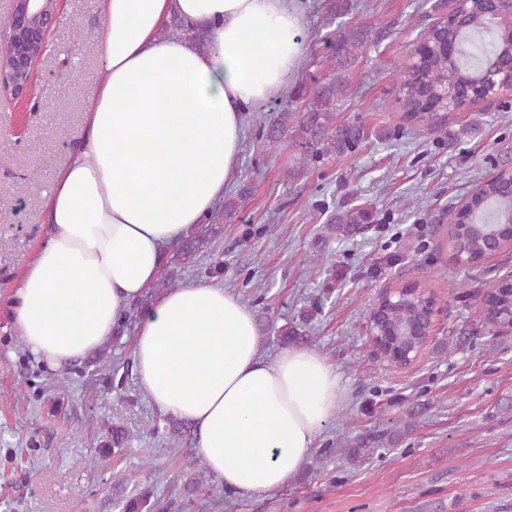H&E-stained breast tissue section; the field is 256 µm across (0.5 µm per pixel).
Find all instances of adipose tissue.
Masks as SVG:
<instances>
[{"mask_svg":"<svg viewBox=\"0 0 512 512\" xmlns=\"http://www.w3.org/2000/svg\"><path fill=\"white\" fill-rule=\"evenodd\" d=\"M202 25L207 48L164 36ZM295 0H102V75L84 135L45 192L53 227L11 303L30 351L58 367L100 346L181 241L224 197L250 105L285 91L300 64ZM138 385L191 422L207 469L238 496L281 488L343 402L319 351L259 353L252 310L222 283L164 296L135 338Z\"/></svg>","mask_w":512,"mask_h":512,"instance_id":"1","label":"adipose tissue"}]
</instances>
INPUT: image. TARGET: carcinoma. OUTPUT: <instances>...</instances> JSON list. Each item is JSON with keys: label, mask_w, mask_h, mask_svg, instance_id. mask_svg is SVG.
I'll return each mask as SVG.
<instances>
[{"label": "carcinoma", "mask_w": 512, "mask_h": 512, "mask_svg": "<svg viewBox=\"0 0 512 512\" xmlns=\"http://www.w3.org/2000/svg\"><path fill=\"white\" fill-rule=\"evenodd\" d=\"M508 25L491 17L488 11H472L462 3L442 22L420 36L421 50L393 72L399 88L406 125L394 130L398 137L405 132H424L435 139L436 147L453 146L470 134L472 127L448 123L445 92L450 86L464 87L476 80L488 63L512 50V41L504 36ZM375 40L371 27L364 24L341 26L331 39L329 64L314 90L298 86L283 100L277 115L263 124L266 145L275 150L284 140L298 152L297 167L318 165L331 156L355 153L368 134L358 120H337L336 107L347 96V68ZM475 45L481 56L457 52L451 56L442 47ZM448 224L456 255L469 263L479 262L495 242L512 236V168L502 169L483 181L480 188L461 205L448 208ZM374 215L364 208L339 210L330 229L342 237L351 236L362 224H371ZM211 226L195 236L175 254V262L194 263L200 245L215 237ZM486 320L497 323L512 314V281L504 280L483 301ZM426 298L417 289H406L384 301L373 330L382 336L384 358L400 367L415 357L427 342L422 324Z\"/></svg>", "instance_id": "1"}]
</instances>
